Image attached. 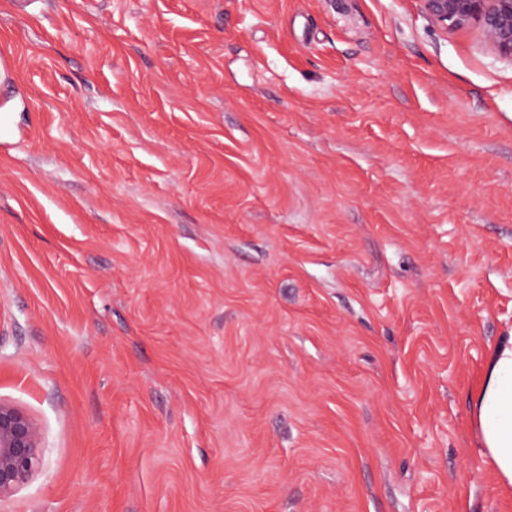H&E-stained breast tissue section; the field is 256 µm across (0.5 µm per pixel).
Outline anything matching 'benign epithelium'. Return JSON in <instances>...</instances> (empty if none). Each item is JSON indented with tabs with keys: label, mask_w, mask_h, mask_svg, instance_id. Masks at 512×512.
I'll use <instances>...</instances> for the list:
<instances>
[{
	"label": "benign epithelium",
	"mask_w": 512,
	"mask_h": 512,
	"mask_svg": "<svg viewBox=\"0 0 512 512\" xmlns=\"http://www.w3.org/2000/svg\"><path fill=\"white\" fill-rule=\"evenodd\" d=\"M427 17L443 30L477 28L485 43L512 61V0H420ZM38 424L0 401V499L27 483L41 463Z\"/></svg>",
	"instance_id": "obj_1"
}]
</instances>
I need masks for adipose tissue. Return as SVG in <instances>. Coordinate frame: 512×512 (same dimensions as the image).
Listing matches in <instances>:
<instances>
[{"mask_svg": "<svg viewBox=\"0 0 512 512\" xmlns=\"http://www.w3.org/2000/svg\"><path fill=\"white\" fill-rule=\"evenodd\" d=\"M470 409L486 463L500 484L512 487V335L490 349Z\"/></svg>", "mask_w": 512, "mask_h": 512, "instance_id": "obj_1", "label": "adipose tissue"}]
</instances>
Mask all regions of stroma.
Listing matches in <instances>:
<instances>
[{"label": "stroma", "instance_id": "35a3bbf8", "mask_svg": "<svg viewBox=\"0 0 512 512\" xmlns=\"http://www.w3.org/2000/svg\"><path fill=\"white\" fill-rule=\"evenodd\" d=\"M0 512H512V61L420 0H0ZM470 409L485 462L512 487V331L490 349ZM38 424L0 400V499L27 483L41 463Z\"/></svg>", "mask_w": 512, "mask_h": 512}]
</instances>
